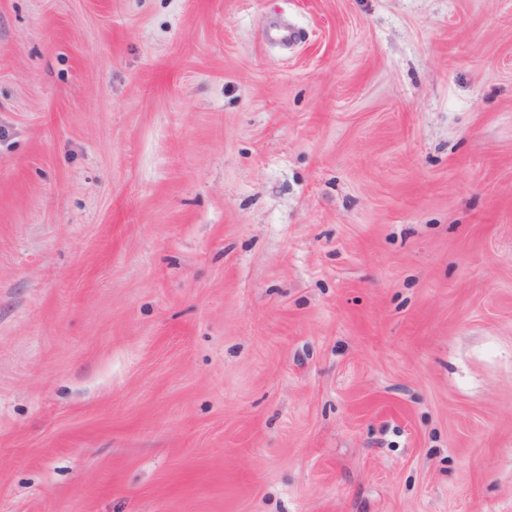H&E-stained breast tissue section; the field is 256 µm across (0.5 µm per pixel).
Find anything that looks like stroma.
<instances>
[{
    "mask_svg": "<svg viewBox=\"0 0 512 512\" xmlns=\"http://www.w3.org/2000/svg\"><path fill=\"white\" fill-rule=\"evenodd\" d=\"M0 512H512V0H0Z\"/></svg>",
    "mask_w": 512,
    "mask_h": 512,
    "instance_id": "35a3bbf8",
    "label": "stroma"
}]
</instances>
